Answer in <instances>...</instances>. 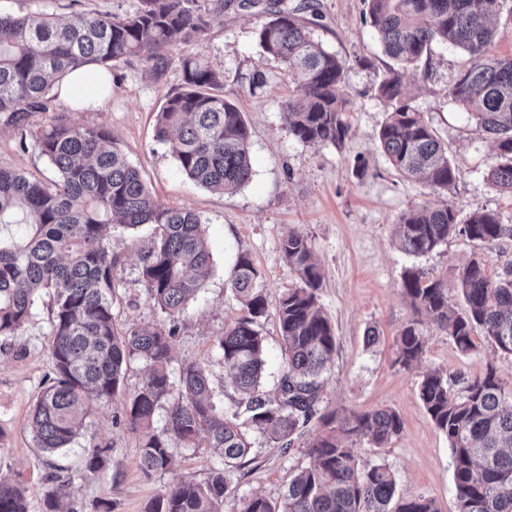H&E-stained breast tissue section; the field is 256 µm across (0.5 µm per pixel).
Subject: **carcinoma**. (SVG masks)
<instances>
[{"label":"carcinoma","mask_w":512,"mask_h":512,"mask_svg":"<svg viewBox=\"0 0 512 512\" xmlns=\"http://www.w3.org/2000/svg\"><path fill=\"white\" fill-rule=\"evenodd\" d=\"M195 2L138 0L123 15L0 14V128L30 133L56 173L44 182L0 167V224L28 228L20 240L0 242V338L23 331L40 295L50 301L53 376L38 394L30 419L33 442L53 469L42 512H64L71 483L50 457L79 435L91 404H112L132 359L145 364L125 411L130 428L141 433L140 471L147 477L173 471V439L185 448L219 450V462L206 481L174 479L145 512H221L225 493L247 464L249 433L288 449L315 419L323 430L306 444L311 466L294 475L282 503L254 494L243 499L240 512H442L422 495L396 497V479L387 464H359L353 445L390 442L403 429L397 412L376 408L337 414L319 408L320 377L336 351V337L318 300L320 267L300 231L280 241L296 283L281 295L277 309L285 356L278 395L270 398L262 390L267 302L262 276L246 254L237 257L230 279L245 315L225 324L215 339L238 395L236 410L217 404L201 365H186L179 383L171 381L178 319L212 270L202 219L187 208L159 205L105 126H77L56 112L52 87L88 65L109 70L133 58L146 63L151 78L161 79L171 64L162 49L196 45L208 33L209 13ZM366 2L382 53L392 61L378 86L387 116L377 134L392 167L437 193L455 184L448 149L412 105L404 79L431 44L440 42L470 56V65L448 86V98L493 139L497 162L487 178L497 191L512 195V59L489 55L491 24L506 0ZM305 9L317 15L310 3L291 7L288 0H268L263 6L268 19L256 32L257 43L299 92L282 112L289 132L305 144L339 147L350 134L344 67L314 40L312 21L299 16ZM181 68V89L157 114V138L191 181L233 193L252 175L245 117L220 93V70L198 55L184 56ZM39 116L45 122L35 128L32 118ZM145 225L154 232L137 249L140 281L169 325L120 331L113 290L122 255L111 249L108 229L134 233ZM454 234L491 251L512 240V224L486 210L461 224L446 205H421L404 213L395 228L398 247L414 256L432 252ZM456 281L460 309L448 304L443 280L427 279L415 268L404 273L402 293L417 318L399 331L396 362L401 366L409 368L423 357L426 324L445 332L463 354L476 349L473 337L480 331L512 355V261L492 270L487 254H475L457 269ZM419 396L434 426L448 438L456 512H512V384L492 364L471 378L433 369L421 379ZM161 409L166 423L159 430L154 422ZM107 452L91 450L85 470L98 472ZM0 512H29L21 480L0 477Z\"/></svg>","instance_id":"obj_1"}]
</instances>
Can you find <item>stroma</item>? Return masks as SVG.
I'll return each mask as SVG.
<instances>
[{
  "label": "stroma",
  "instance_id": "1",
  "mask_svg": "<svg viewBox=\"0 0 512 512\" xmlns=\"http://www.w3.org/2000/svg\"><path fill=\"white\" fill-rule=\"evenodd\" d=\"M212 12L209 32L192 51L224 74L225 99L243 112L250 129L253 173L234 193H215L190 181L179 170L168 148L156 137V114L168 95L183 83L181 50H168L171 65L163 79L147 77L146 65L135 59L115 67L112 94L94 112H69L77 125L106 126L127 159L136 166L156 201L164 207L187 208L203 220L213 259V272L198 297L186 307L174 338L170 372L179 378L188 364L203 365L213 396L225 409H234L236 396L215 348V338L243 313L230 290L233 266L247 254L265 283L267 315L263 389L277 392L284 370L282 339L276 308L294 279L279 250L289 230L303 232L321 267L320 304L334 327L336 351L323 377L320 407L344 413L387 407L397 412L403 430L385 447L357 442L361 465L388 464L397 489L404 495H423L455 512L453 466L448 439L430 420L418 395L424 372L440 368L473 376L486 365L512 382V355L502 353L483 335L476 334L475 351L461 353L450 337L436 328L427 331L426 352L413 368L396 362L395 339L412 310L401 293L406 269L444 280L448 299L462 305L455 270L481 252L480 243L461 235L432 252L413 257L396 243L399 216L419 204L442 202L466 221L473 212H498L512 224V197L500 194L486 180L496 161L490 139L476 129L448 99V85L465 67V52L446 44L432 45L428 57L408 73L413 104L423 112L437 137L447 146L456 166L454 188L447 195L399 174L383 154L377 132L387 109L377 88L389 63L370 25L365 0H312L318 15L311 29L316 41L336 53L344 64L343 90L352 106L351 133L342 146H313L297 141L281 119V112L296 92L277 62L261 59L255 32L261 14L240 10L235 0H199ZM137 0H0V13L30 12L66 16L92 12L123 14ZM20 131H0V167L24 172L41 181L54 177L49 162L34 144H22ZM113 249L124 256L114 290L113 313L118 329L163 324L165 317L147 298L139 281L137 240L129 233H114ZM377 328L379 339L370 344L366 331ZM50 311L48 297H40L24 331L0 340V475L20 479L28 489L30 512H41L48 468L35 447L28 421L35 399L52 373L48 351ZM142 361L125 368L124 390L109 407L91 413L80 436L58 465L71 476V502L77 512H95L99 501L111 503L112 512H144L146 503L165 490L174 477L206 480L217 458L209 448L175 444L174 472L144 477L138 467L139 435L123 416L126 404L143 377ZM312 421L304 437L289 449L250 436L251 453L240 477L224 496L222 512H239L243 497L259 494L280 501L295 473L307 467L308 437L321 431ZM108 448L104 467L85 470L89 449Z\"/></svg>",
  "mask_w": 512,
  "mask_h": 512
}]
</instances>
